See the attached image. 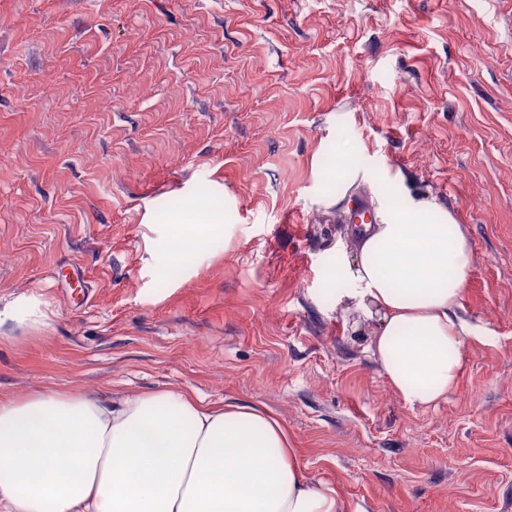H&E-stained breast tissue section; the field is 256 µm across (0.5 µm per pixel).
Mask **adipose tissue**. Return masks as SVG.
Listing matches in <instances>:
<instances>
[{
  "label": "adipose tissue",
  "instance_id": "obj_1",
  "mask_svg": "<svg viewBox=\"0 0 512 512\" xmlns=\"http://www.w3.org/2000/svg\"><path fill=\"white\" fill-rule=\"evenodd\" d=\"M355 229L336 301L374 320L385 381L427 406L457 383L469 240L433 203L381 193ZM0 512H362L307 476L288 432L245 404L160 391L118 400L40 389L0 398Z\"/></svg>",
  "mask_w": 512,
  "mask_h": 512
}]
</instances>
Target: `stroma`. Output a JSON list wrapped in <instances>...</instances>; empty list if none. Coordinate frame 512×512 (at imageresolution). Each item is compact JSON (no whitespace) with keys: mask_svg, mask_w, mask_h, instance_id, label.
Here are the masks:
<instances>
[{"mask_svg":"<svg viewBox=\"0 0 512 512\" xmlns=\"http://www.w3.org/2000/svg\"><path fill=\"white\" fill-rule=\"evenodd\" d=\"M462 224L456 386L403 401L336 302L330 158ZM197 212L205 247L171 244ZM0 395L262 408L364 512H512V0H0ZM42 302L36 298L18 297L0 306V326L12 322L17 327L35 326L43 317Z\"/></svg>","mask_w":512,"mask_h":512,"instance_id":"obj_1","label":"stroma"}]
</instances>
